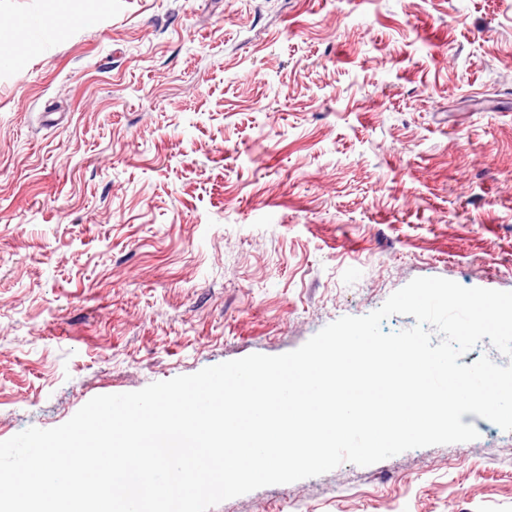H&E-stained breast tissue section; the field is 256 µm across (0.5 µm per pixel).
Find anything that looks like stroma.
<instances>
[{
    "instance_id": "35a3bbf8",
    "label": "stroma",
    "mask_w": 512,
    "mask_h": 512,
    "mask_svg": "<svg viewBox=\"0 0 512 512\" xmlns=\"http://www.w3.org/2000/svg\"><path fill=\"white\" fill-rule=\"evenodd\" d=\"M0 44V441L417 277L512 291V0H0ZM462 421L211 512H512Z\"/></svg>"
}]
</instances>
